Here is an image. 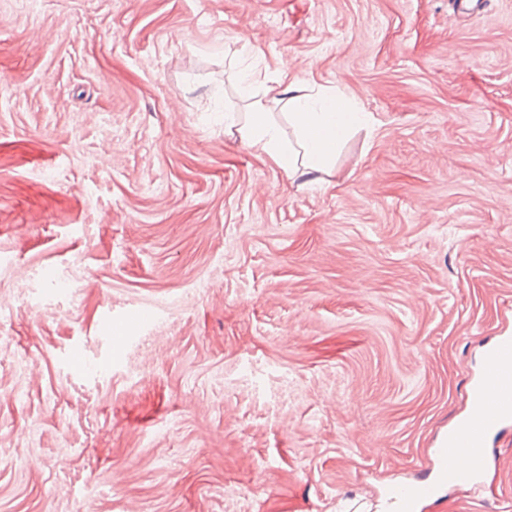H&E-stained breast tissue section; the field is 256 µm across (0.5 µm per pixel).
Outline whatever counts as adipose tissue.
I'll use <instances>...</instances> for the list:
<instances>
[{
  "instance_id": "ef3b65f1",
  "label": "adipose tissue",
  "mask_w": 512,
  "mask_h": 512,
  "mask_svg": "<svg viewBox=\"0 0 512 512\" xmlns=\"http://www.w3.org/2000/svg\"><path fill=\"white\" fill-rule=\"evenodd\" d=\"M288 120L298 132L296 142L286 141L273 124L261 102H254L243 132L246 143L269 155L281 168L292 172L297 162L311 171L326 168L336 152V143L344 130L367 122L368 115L348 108L338 99L314 106L305 98H291Z\"/></svg>"
}]
</instances>
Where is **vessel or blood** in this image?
<instances>
[{
	"instance_id": "1",
	"label": "vessel or blood",
	"mask_w": 512,
	"mask_h": 512,
	"mask_svg": "<svg viewBox=\"0 0 512 512\" xmlns=\"http://www.w3.org/2000/svg\"><path fill=\"white\" fill-rule=\"evenodd\" d=\"M484 356L485 366L471 382L466 413L434 450L430 477L386 492L398 512H414L441 486H473L482 470L481 450L488 435L512 421V336L497 337Z\"/></svg>"
}]
</instances>
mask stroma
<instances>
[{
	"mask_svg": "<svg viewBox=\"0 0 512 512\" xmlns=\"http://www.w3.org/2000/svg\"><path fill=\"white\" fill-rule=\"evenodd\" d=\"M319 91L325 170L242 139ZM0 300V512H394L512 332V0H0Z\"/></svg>",
	"mask_w": 512,
	"mask_h": 512,
	"instance_id": "35a3bbf8",
	"label": "stroma"
}]
</instances>
